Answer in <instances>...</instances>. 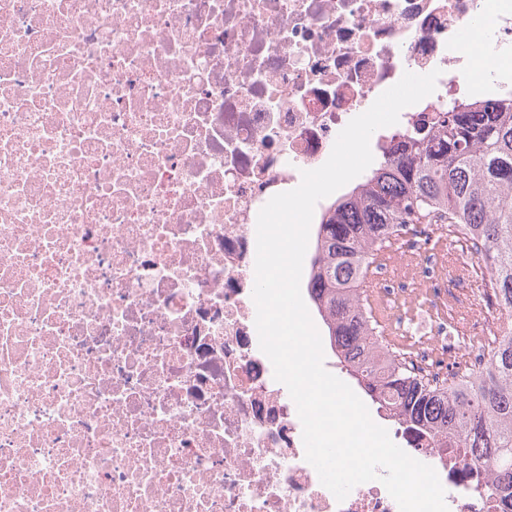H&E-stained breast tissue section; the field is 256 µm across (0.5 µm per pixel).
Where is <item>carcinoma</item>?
<instances>
[{"instance_id": "cac0c4a2", "label": "carcinoma", "mask_w": 512, "mask_h": 512, "mask_svg": "<svg viewBox=\"0 0 512 512\" xmlns=\"http://www.w3.org/2000/svg\"><path fill=\"white\" fill-rule=\"evenodd\" d=\"M415 224L448 229L477 259L497 332L471 336L487 380L457 362L422 374L382 334L366 303L384 250ZM307 289L347 375L403 431L434 447L456 440L479 466L472 488L512 512V98L454 102L401 141L360 185L334 200L316 233Z\"/></svg>"}]
</instances>
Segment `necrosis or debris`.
<instances>
[{"label":"necrosis or debris","instance_id":"4bbe7bcc","mask_svg":"<svg viewBox=\"0 0 512 512\" xmlns=\"http://www.w3.org/2000/svg\"><path fill=\"white\" fill-rule=\"evenodd\" d=\"M512 91V0H0V512H399L344 500L259 348L256 221L404 72ZM471 462L436 472L449 512Z\"/></svg>","mask_w":512,"mask_h":512}]
</instances>
